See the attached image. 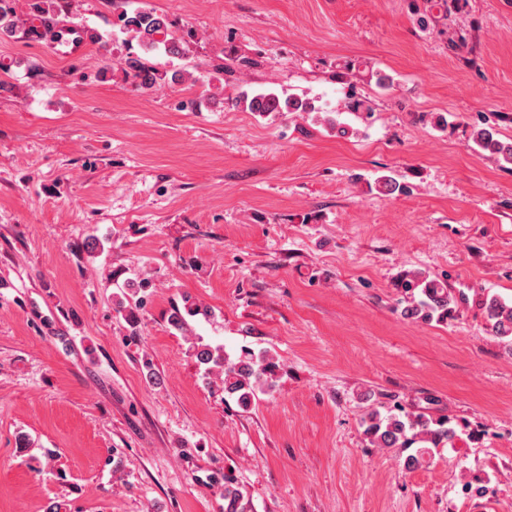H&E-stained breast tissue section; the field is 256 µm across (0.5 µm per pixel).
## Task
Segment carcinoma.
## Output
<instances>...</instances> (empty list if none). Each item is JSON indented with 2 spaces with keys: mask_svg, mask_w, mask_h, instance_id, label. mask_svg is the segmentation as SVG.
<instances>
[{
  "mask_svg": "<svg viewBox=\"0 0 512 512\" xmlns=\"http://www.w3.org/2000/svg\"><path fill=\"white\" fill-rule=\"evenodd\" d=\"M29 23L31 30L40 31V35L51 42L67 41L73 33L72 29L57 25L55 0H31ZM116 25L129 35L130 40L136 41L144 55L158 52L170 56L184 54L181 45L185 38L176 34L173 24L165 16L150 9L132 13L125 11L120 14ZM125 64L128 67L125 75L142 88L153 87L162 77L159 72L144 66L137 57H127ZM236 105L260 115L316 111L311 102L292 95L284 96L272 89L250 96L243 95L236 99ZM471 139L477 149L495 156L501 167L512 166V144L499 140L493 129L478 127L473 130ZM374 188L383 196L404 191V187L389 175L377 177ZM151 288L153 285L147 279L130 282L127 291L131 299H121L116 303V313L130 326H136L137 310L152 294ZM394 288L405 303L402 315L407 319L445 323L456 311L457 299L448 286L420 272L405 273L395 282ZM480 306L484 310L490 335L512 344V302L486 295L480 300ZM200 314L204 315L206 311L192 297L185 296L182 305L173 306L169 324L182 332L187 327V318ZM191 351L207 371L220 375L224 395L236 399L243 408L250 406L256 390L272 389L281 370L279 363L266 353H256L251 349H243L237 357L232 358L224 353L223 346H213L199 339L192 343ZM362 426L375 447L406 453L403 466L407 470L430 462L440 448L454 447L455 440L466 432V426L448 417L434 418L400 408L389 410L384 415L380 410L372 409L363 417ZM488 483V475L473 472L464 481L462 491L482 497L488 490ZM224 512H250V504L240 490L232 487L230 480L224 483Z\"/></svg>",
  "mask_w": 512,
  "mask_h": 512,
  "instance_id": "1",
  "label": "carcinoma"
}]
</instances>
